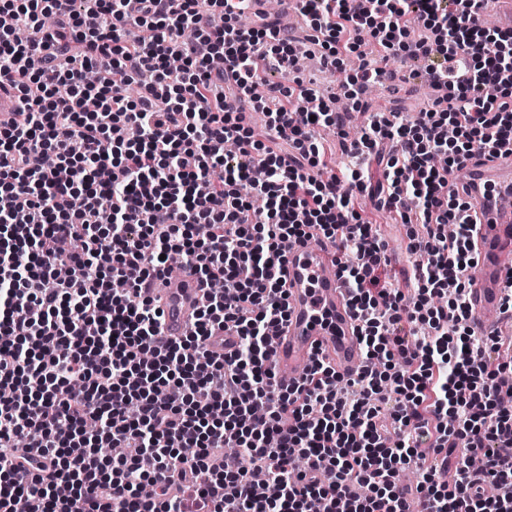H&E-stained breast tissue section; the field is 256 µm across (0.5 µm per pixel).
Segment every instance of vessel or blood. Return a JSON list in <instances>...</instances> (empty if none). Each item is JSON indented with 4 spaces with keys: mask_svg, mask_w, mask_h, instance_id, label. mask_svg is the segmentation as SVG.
<instances>
[{
    "mask_svg": "<svg viewBox=\"0 0 512 512\" xmlns=\"http://www.w3.org/2000/svg\"><path fill=\"white\" fill-rule=\"evenodd\" d=\"M23 104L8 83L0 84V122L9 121ZM503 172L497 180L499 202L483 201L488 168ZM467 190L478 201L477 249L482 273L473 280L469 299L474 313L476 335L494 334L501 313L500 297L505 265L502 257L512 252V207L502 206L512 197V151L501 150L469 166ZM288 302V319L276 338L273 358L282 384L301 378L315 354H322L343 374L356 372L362 355L356 322L348 307L347 287L338 273L333 249L294 243L280 275ZM152 293L159 297L164 317L161 333L170 338L183 336L196 312L205 302V286L191 274L155 282Z\"/></svg>",
    "mask_w": 512,
    "mask_h": 512,
    "instance_id": "b4317fda",
    "label": "vessel or blood"
}]
</instances>
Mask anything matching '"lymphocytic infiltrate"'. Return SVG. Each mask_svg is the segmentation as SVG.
Instances as JSON below:
<instances>
[{
	"instance_id": "1",
	"label": "lymphocytic infiltrate",
	"mask_w": 512,
	"mask_h": 512,
	"mask_svg": "<svg viewBox=\"0 0 512 512\" xmlns=\"http://www.w3.org/2000/svg\"><path fill=\"white\" fill-rule=\"evenodd\" d=\"M251 2L0 0V79L25 102L0 124V512H512V361L471 330L477 205L448 188L512 145V28L480 0H296L325 69L370 42L440 92L348 140ZM366 191L411 226V293ZM307 239L340 252L363 359L346 377L315 356L284 386L276 271ZM174 253L207 302L169 339L147 288ZM220 330L236 342L215 355ZM381 54L386 56V58L383 60L378 57V60L380 59L381 66H385L390 69H396L399 71L400 75H409L410 73L420 72L425 65L423 61L414 59L412 57L396 56L390 54V52H382Z\"/></svg>"
}]
</instances>
